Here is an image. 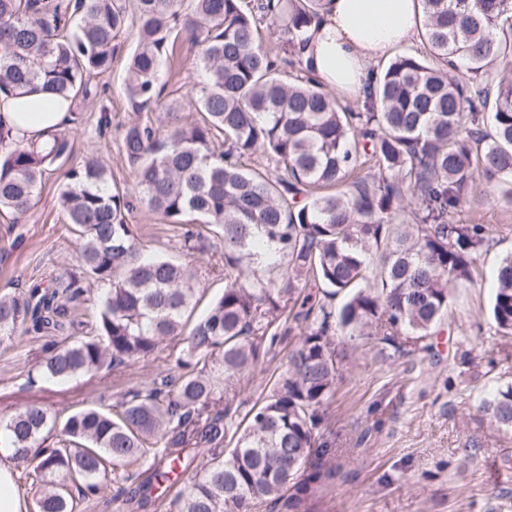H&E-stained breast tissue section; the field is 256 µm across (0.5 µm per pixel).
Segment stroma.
I'll return each mask as SVG.
<instances>
[{
    "instance_id": "35a3bbf8",
    "label": "stroma",
    "mask_w": 512,
    "mask_h": 512,
    "mask_svg": "<svg viewBox=\"0 0 512 512\" xmlns=\"http://www.w3.org/2000/svg\"><path fill=\"white\" fill-rule=\"evenodd\" d=\"M134 45L132 35L121 38L111 74L98 79L107 88L101 104L82 108L72 126V164L97 155L109 167L111 184L122 189L136 182L120 151L122 128L133 116L123 75ZM197 63V50L185 38L163 60L158 127H166L171 110L185 121L196 118L186 92L198 79ZM103 107L110 116L104 130L97 125ZM59 183L58 172L46 174L35 206L20 221L0 211V295L17 293L51 270L80 273L79 233L58 206ZM457 219L492 227L495 240L480 257L473 280L453 289L448 314L425 349L386 359L365 341L345 345L342 378L324 407L321 428L335 452L336 475L312 485L313 512H512V483L503 484L491 466L498 456L512 461V434L498 431L475 403L492 380H512V335H497L490 316L493 275L512 252V204L487 197L478 180ZM129 222L147 250L194 265L199 281L194 313L202 315L224 291L217 272L224 258L216 239L206 236L201 250L189 255L182 225L160 223L143 207ZM298 340V332H281L274 346L262 351L257 367L237 385L233 404L239 413L269 393ZM65 341L62 335L18 336L0 343V419L34 402L61 417L111 405L127 388L176 371L182 348L167 342L157 358L120 371L30 383L48 348Z\"/></svg>"
}]
</instances>
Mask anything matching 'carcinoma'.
I'll use <instances>...</instances> for the list:
<instances>
[{
    "label": "carcinoma",
    "mask_w": 512,
    "mask_h": 512,
    "mask_svg": "<svg viewBox=\"0 0 512 512\" xmlns=\"http://www.w3.org/2000/svg\"><path fill=\"white\" fill-rule=\"evenodd\" d=\"M425 52L373 71L356 111L312 76L304 33L324 0H0V94L47 90L96 101L118 39L134 114L121 152L136 183L109 184L97 158L62 172L58 205L80 233V258L103 287L94 335L53 346L42 377L65 381L157 357L183 338L182 372L128 389L110 408L60 419L31 404L0 420V444L34 489V512H79L101 490L148 509L154 487L189 469L195 448L224 446L225 395L293 321L300 344L272 393L247 414L229 456L212 455L169 502L170 512H310L301 478L326 455L323 407L338 379L335 335L404 351L432 334L450 289L470 282L489 242L484 224L455 219L475 176L512 202V0H423ZM201 48L188 92L199 118L152 112L160 65L181 33ZM286 36L276 62L265 41ZM263 152L274 170L251 165ZM74 152L70 129L25 145L0 126V210L20 219L48 168ZM410 222L398 219L406 198ZM142 206L165 224H198L219 240L224 292L191 320L199 291L186 263L145 254L128 216ZM286 264H263L262 244ZM308 288L321 290L312 300ZM85 292L70 273L0 296V341L62 328L66 303ZM345 301L338 308V296ZM492 318L512 335V254L495 272ZM478 411L512 431V382L477 396ZM60 438L50 445L46 434Z\"/></svg>",
    "instance_id": "cac0c4a2"
}]
</instances>
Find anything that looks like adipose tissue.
Returning a JSON list of instances; mask_svg holds the SVG:
<instances>
[{
	"label": "adipose tissue",
	"mask_w": 512,
	"mask_h": 512,
	"mask_svg": "<svg viewBox=\"0 0 512 512\" xmlns=\"http://www.w3.org/2000/svg\"><path fill=\"white\" fill-rule=\"evenodd\" d=\"M425 20L422 0H327L310 25L305 54L328 87L362 97L370 65L397 46L414 41ZM72 105L47 93L0 100V124L15 140L43 142L47 130L66 123Z\"/></svg>",
	"instance_id": "1"
}]
</instances>
